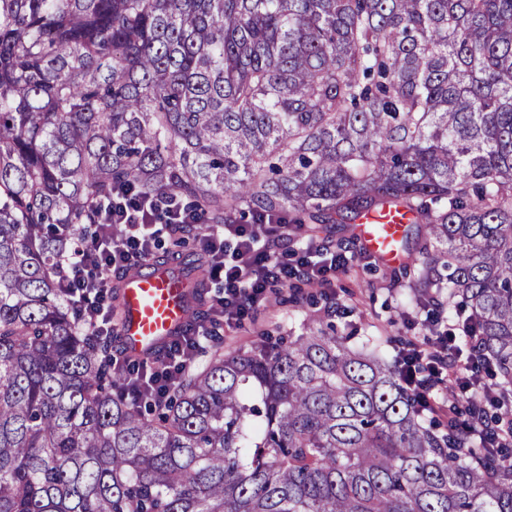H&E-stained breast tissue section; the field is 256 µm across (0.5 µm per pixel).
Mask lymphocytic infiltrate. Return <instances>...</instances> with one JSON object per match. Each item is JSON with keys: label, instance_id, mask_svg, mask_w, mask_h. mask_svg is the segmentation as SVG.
I'll list each match as a JSON object with an SVG mask.
<instances>
[{"label": "lymphocytic infiltrate", "instance_id": "obj_1", "mask_svg": "<svg viewBox=\"0 0 512 512\" xmlns=\"http://www.w3.org/2000/svg\"><path fill=\"white\" fill-rule=\"evenodd\" d=\"M97 222L92 234L75 247L76 259L67 263L61 278L70 305L77 308L94 333L116 336L108 299L112 281L131 264L155 254L159 236H176L201 224L198 211L188 209L178 197L149 193L130 195L125 187L97 198ZM286 218L260 224H210L199 238L198 247L208 257L210 276L222 292L211 296L209 320L186 329L172 340L166 352L136 360L112 350V368L123 382L126 397L154 405L164 403L170 389L192 369L211 339L216 325L236 327L270 301L274 287L296 280L329 284L349 259L322 245H308L295 259L269 248V241L287 236ZM458 334L441 331L428 345H410L400 353L406 384H413L415 367L443 366L447 387L453 395L486 398L492 390L471 374L469 367L455 365L450 350L456 349Z\"/></svg>", "mask_w": 512, "mask_h": 512}]
</instances>
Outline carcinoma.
I'll use <instances>...</instances> for the list:
<instances>
[{
  "instance_id": "carcinoma-1",
  "label": "carcinoma",
  "mask_w": 512,
  "mask_h": 512,
  "mask_svg": "<svg viewBox=\"0 0 512 512\" xmlns=\"http://www.w3.org/2000/svg\"><path fill=\"white\" fill-rule=\"evenodd\" d=\"M115 184L311 240L406 210L497 397L443 418L330 325L129 403L59 288ZM510 449L512 0H0V512H512Z\"/></svg>"
}]
</instances>
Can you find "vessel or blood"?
<instances>
[{
    "label": "vessel or blood",
    "instance_id": "obj_1",
    "mask_svg": "<svg viewBox=\"0 0 512 512\" xmlns=\"http://www.w3.org/2000/svg\"><path fill=\"white\" fill-rule=\"evenodd\" d=\"M401 230L399 217L372 215L360 226L365 250L388 264L402 262L394 248ZM122 343L129 353L154 352L185 327L189 315L186 284L180 274H162L152 262L122 287Z\"/></svg>",
    "mask_w": 512,
    "mask_h": 512
}]
</instances>
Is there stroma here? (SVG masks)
<instances>
[{
    "instance_id": "stroma-1",
    "label": "stroma",
    "mask_w": 512,
    "mask_h": 512,
    "mask_svg": "<svg viewBox=\"0 0 512 512\" xmlns=\"http://www.w3.org/2000/svg\"><path fill=\"white\" fill-rule=\"evenodd\" d=\"M352 263L337 274L332 284L314 286L318 306L294 303L291 289H277L269 308L258 311L242 327L221 329L225 351L248 347L263 332L307 336L326 324H333L340 335L377 336L380 352L394 358L401 342L420 336L411 322L416 311L410 302L413 269H393L365 258L362 252L346 248ZM335 302L336 315L324 317L323 308Z\"/></svg>"
}]
</instances>
